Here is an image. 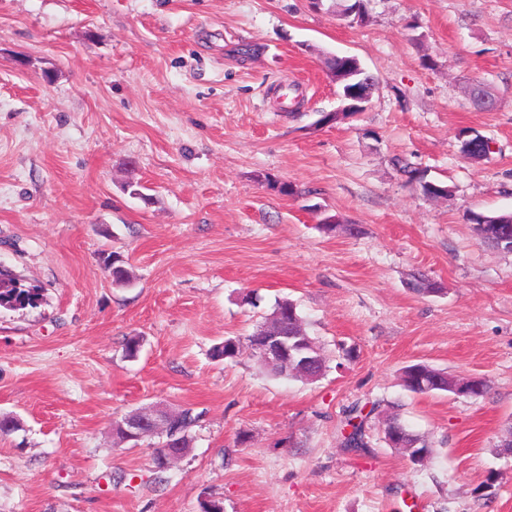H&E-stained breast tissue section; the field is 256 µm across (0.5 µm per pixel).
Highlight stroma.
I'll use <instances>...</instances> for the list:
<instances>
[{
    "mask_svg": "<svg viewBox=\"0 0 512 512\" xmlns=\"http://www.w3.org/2000/svg\"><path fill=\"white\" fill-rule=\"evenodd\" d=\"M329 53L377 86L320 126L340 106ZM479 82L494 110L471 104ZM403 161L451 194L426 197ZM472 211H512V0H369L362 24L309 0H0V270L42 290L0 308V414L21 422L0 512H512V253ZM284 299L321 378L211 359ZM415 363L488 387L413 394ZM156 402L201 415L160 484L155 438L112 432ZM355 405L361 452L342 446ZM392 413L425 462L387 445ZM104 269L112 275V281L117 286H128L132 284L135 280V275L133 271L127 268L124 265V262L119 258V256L113 255L107 256L103 260ZM114 267H118L114 270Z\"/></svg>",
    "mask_w": 512,
    "mask_h": 512,
    "instance_id": "obj_1",
    "label": "stroma"
}]
</instances>
